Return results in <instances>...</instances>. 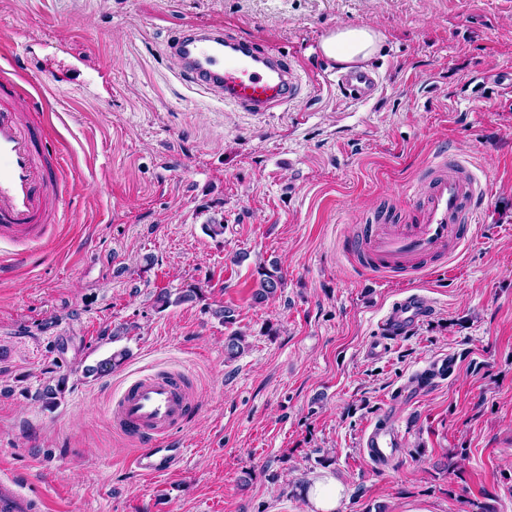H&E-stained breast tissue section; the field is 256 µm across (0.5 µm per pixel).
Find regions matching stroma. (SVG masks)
Wrapping results in <instances>:
<instances>
[{"label":"stroma","mask_w":512,"mask_h":512,"mask_svg":"<svg viewBox=\"0 0 512 512\" xmlns=\"http://www.w3.org/2000/svg\"><path fill=\"white\" fill-rule=\"evenodd\" d=\"M189 24L315 77L274 112L226 104L166 52ZM346 25L383 36L365 103L323 79L335 65L317 48ZM43 42L80 78L19 101L56 114L63 217L0 275V469L53 512H304L300 487L325 471L339 512H512V0H0V72L40 70ZM439 152L486 185L477 224L433 273L364 277L344 241L380 214L410 223ZM274 260L285 286L254 302ZM190 287L194 301L157 307ZM410 294L428 316L386 337ZM441 355L448 378L390 408ZM159 370L187 378L197 411L176 433L189 455L144 477L109 407ZM384 415L404 434L388 466L358 447Z\"/></svg>","instance_id":"1"}]
</instances>
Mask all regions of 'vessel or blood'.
Instances as JSON below:
<instances>
[{"label": "vessel or blood", "mask_w": 512, "mask_h": 512, "mask_svg": "<svg viewBox=\"0 0 512 512\" xmlns=\"http://www.w3.org/2000/svg\"><path fill=\"white\" fill-rule=\"evenodd\" d=\"M183 73L225 103L262 114L295 101L302 79L281 53L253 40L234 38L217 27L195 26L169 45ZM376 71L353 68L337 73L336 84L348 98L370 99L377 91ZM29 81L14 74L0 78V243L23 246L40 242L54 201L60 153L43 150V139L54 130L53 114L42 107L38 123L15 105L27 95ZM484 188L469 168L454 159L439 157L424 179L419 215L414 223L395 224L381 216L366 237L346 242L347 252L365 256L362 272L425 271V262L437 253H454L475 221ZM427 304L412 294L398 301L382 324L390 335H401L419 324ZM452 362L437 360L416 374L402 389L405 398L446 378ZM192 409L180 376L157 371L131 381L111 407L114 426L137 448L131 466L143 475L166 471L168 446ZM402 432L382 420L369 425L359 446L372 462L384 464L397 455ZM38 502L13 479L0 480V512H37Z\"/></svg>", "instance_id": "1"}]
</instances>
